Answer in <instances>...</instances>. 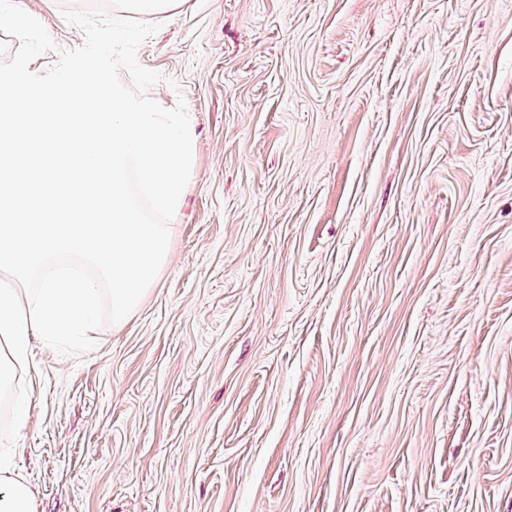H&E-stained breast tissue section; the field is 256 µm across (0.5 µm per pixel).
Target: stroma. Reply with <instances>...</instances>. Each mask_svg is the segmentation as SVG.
<instances>
[{"instance_id":"35a3bbf8","label":"stroma","mask_w":512,"mask_h":512,"mask_svg":"<svg viewBox=\"0 0 512 512\" xmlns=\"http://www.w3.org/2000/svg\"><path fill=\"white\" fill-rule=\"evenodd\" d=\"M81 47L59 0H15ZM193 163L141 302L34 339L36 512H512V0H175Z\"/></svg>"}]
</instances>
